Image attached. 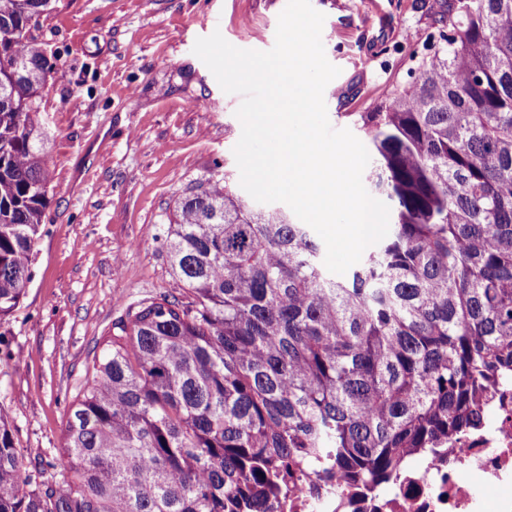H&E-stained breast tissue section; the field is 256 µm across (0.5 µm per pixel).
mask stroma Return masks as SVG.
I'll return each instance as SVG.
<instances>
[{
    "label": "stroma",
    "mask_w": 512,
    "mask_h": 512,
    "mask_svg": "<svg viewBox=\"0 0 512 512\" xmlns=\"http://www.w3.org/2000/svg\"><path fill=\"white\" fill-rule=\"evenodd\" d=\"M287 0H53L37 37L56 74L39 100L52 182L33 278L0 319V413L26 470L51 465L68 408L113 323L134 301L180 294L164 230L190 188L230 176L241 136L225 93L193 47L221 32L270 50ZM339 75L329 121L354 129L426 52L446 0H311Z\"/></svg>",
    "instance_id": "stroma-1"
}]
</instances>
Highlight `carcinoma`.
Here are the masks:
<instances>
[{"instance_id": "obj_1", "label": "carcinoma", "mask_w": 512, "mask_h": 512, "mask_svg": "<svg viewBox=\"0 0 512 512\" xmlns=\"http://www.w3.org/2000/svg\"><path fill=\"white\" fill-rule=\"evenodd\" d=\"M52 0H0V318L31 278L52 173L33 35ZM376 112L371 188L389 234L344 278L306 224L229 177L166 228L183 283L126 307L32 487L0 413V512H269L291 470L389 479L476 426L512 376V0H453Z\"/></svg>"}]
</instances>
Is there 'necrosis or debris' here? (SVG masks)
<instances>
[{
    "instance_id": "1",
    "label": "necrosis or debris",
    "mask_w": 512,
    "mask_h": 512,
    "mask_svg": "<svg viewBox=\"0 0 512 512\" xmlns=\"http://www.w3.org/2000/svg\"><path fill=\"white\" fill-rule=\"evenodd\" d=\"M276 512H512V383L488 390L478 427L413 454L386 486L321 471L295 481Z\"/></svg>"
}]
</instances>
